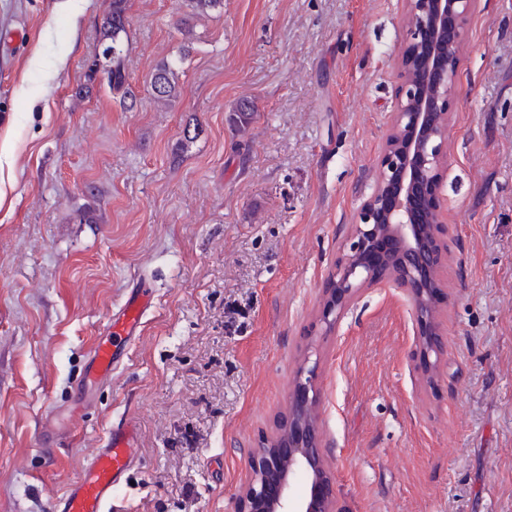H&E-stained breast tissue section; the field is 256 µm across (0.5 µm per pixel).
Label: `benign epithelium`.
Segmentation results:
<instances>
[{"label": "benign epithelium", "mask_w": 512, "mask_h": 512, "mask_svg": "<svg viewBox=\"0 0 512 512\" xmlns=\"http://www.w3.org/2000/svg\"><path fill=\"white\" fill-rule=\"evenodd\" d=\"M477 0H405L401 24L406 38L393 57L399 86L397 106L372 192L351 225L349 251L336 269L322 322L331 330L362 289L388 282L413 303L423 359L440 355V329L433 302L437 278L421 274L443 265L438 234L444 224L437 201L446 163L451 104L457 92L460 50L468 38ZM390 248L379 259L370 254L380 241ZM318 364L303 365L295 377L288 416L262 446L248 450L250 475L236 512H336L331 478L325 468L329 444L319 432ZM301 478L304 493L292 486Z\"/></svg>", "instance_id": "obj_1"}]
</instances>
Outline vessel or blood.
Segmentation results:
<instances>
[{"instance_id":"vessel-or-blood-1","label":"vessel or blood","mask_w":512,"mask_h":512,"mask_svg":"<svg viewBox=\"0 0 512 512\" xmlns=\"http://www.w3.org/2000/svg\"><path fill=\"white\" fill-rule=\"evenodd\" d=\"M153 304V290L136 289L108 318L105 331L93 345L83 384L93 386L110 379L126 346L140 333L145 312ZM137 462L132 425L109 429L101 448L89 459L80 479L56 499L52 512H126L116 505L114 491Z\"/></svg>"}]
</instances>
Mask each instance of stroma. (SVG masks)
<instances>
[{
  "label": "stroma",
  "mask_w": 512,
  "mask_h": 512,
  "mask_svg": "<svg viewBox=\"0 0 512 512\" xmlns=\"http://www.w3.org/2000/svg\"><path fill=\"white\" fill-rule=\"evenodd\" d=\"M110 6L0 0V33H23L0 53V512H51L124 422L135 512H235L307 358L342 512H512V0H480L460 56L428 381L402 289L321 322L396 107L403 0H224L188 38L183 0H127L130 110L101 80L75 96ZM142 279L141 335L77 393ZM151 87L154 101L159 108H167L179 95L178 76L172 65L162 61L156 65L151 75ZM161 85V90H154L155 84Z\"/></svg>",
  "instance_id": "obj_1"
}]
</instances>
